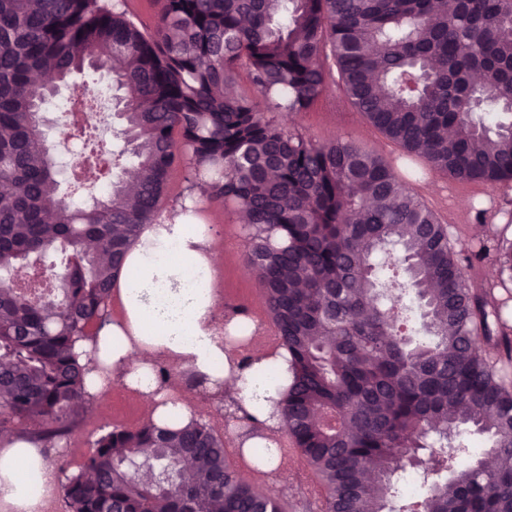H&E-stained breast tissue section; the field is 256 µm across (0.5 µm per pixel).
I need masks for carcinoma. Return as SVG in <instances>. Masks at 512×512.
<instances>
[{"instance_id":"carcinoma-1","label":"carcinoma","mask_w":512,"mask_h":512,"mask_svg":"<svg viewBox=\"0 0 512 512\" xmlns=\"http://www.w3.org/2000/svg\"><path fill=\"white\" fill-rule=\"evenodd\" d=\"M241 69L265 109L236 92ZM85 72L112 82L123 121L122 146L97 142L110 190L90 199L41 143L54 92L38 83ZM334 75L399 165L283 126ZM511 107L512 0H161L151 31L127 0H0V429L32 423L50 444L72 430L88 403L74 344L109 314L179 168L249 215L246 262L290 355L283 425L321 477L322 512H512V240L456 251L412 188L431 172L512 181ZM58 253L50 294L14 286ZM489 256L499 283L479 290L463 267ZM400 270L415 309L387 286ZM462 425L490 441L469 463ZM61 489L70 512H283L205 422L116 426Z\"/></svg>"}]
</instances>
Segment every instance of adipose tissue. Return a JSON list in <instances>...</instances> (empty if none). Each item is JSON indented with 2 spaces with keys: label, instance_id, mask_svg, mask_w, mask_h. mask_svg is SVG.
<instances>
[{
  "label": "adipose tissue",
  "instance_id": "ef3b65f1",
  "mask_svg": "<svg viewBox=\"0 0 512 512\" xmlns=\"http://www.w3.org/2000/svg\"><path fill=\"white\" fill-rule=\"evenodd\" d=\"M223 257L215 235L192 216L144 225L129 252L128 271L113 290L119 313L96 340L82 344L95 352L88 376L94 404H108L119 385L137 392L145 419L189 424L198 411L155 378L154 368L163 361L203 377L210 392L235 399L266 433L278 429L273 400L288 386V353L259 342L249 352V367H241L239 342L229 336L235 324L216 316ZM61 481L43 448L0 434V512H45L49 492Z\"/></svg>",
  "mask_w": 512,
  "mask_h": 512
}]
</instances>
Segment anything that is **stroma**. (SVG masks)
Returning <instances> with one entry per match:
<instances>
[{"label":"stroma","mask_w":512,"mask_h":512,"mask_svg":"<svg viewBox=\"0 0 512 512\" xmlns=\"http://www.w3.org/2000/svg\"><path fill=\"white\" fill-rule=\"evenodd\" d=\"M284 123L291 132L315 143L338 137L351 138L386 159L400 152L396 144L353 107L342 86L334 79L329 81L311 109L289 114ZM430 183L435 185V192H427L426 186ZM414 189L440 223L449 226L451 242L458 250H473L480 238L491 237L512 218V182L490 189L480 184L456 181L443 173H434L428 181L416 183ZM200 205L214 235L224 243V265L217 276L218 314L227 318L234 315L236 307H250L253 316L261 318L266 335H275V325L268 318L266 310L255 306L256 300L262 298L263 291L255 271L245 262L244 231L236 221L235 212L223 204L206 199L201 200ZM142 420L138 412L125 416L114 410L106 418L85 413L63 441L65 456L57 460V467L76 469L102 433L115 426L133 427ZM288 458L291 482L282 495L284 512H321L318 499L311 495L318 482L317 475L296 449H289Z\"/></svg>","instance_id":"stroma-1"}]
</instances>
